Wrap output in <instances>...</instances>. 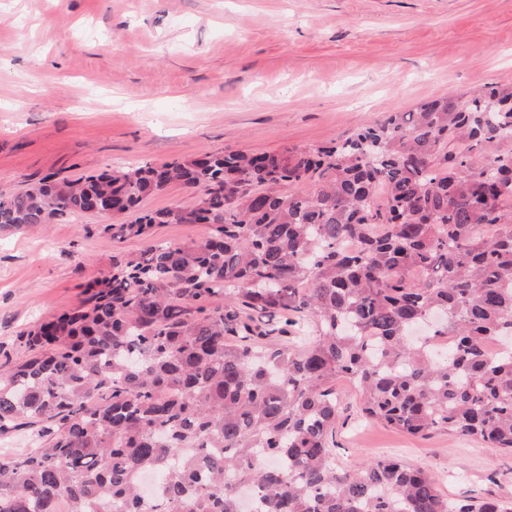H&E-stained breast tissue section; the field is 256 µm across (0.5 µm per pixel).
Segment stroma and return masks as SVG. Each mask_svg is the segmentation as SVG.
Returning a JSON list of instances; mask_svg holds the SVG:
<instances>
[{"label":"stroma","mask_w":512,"mask_h":512,"mask_svg":"<svg viewBox=\"0 0 512 512\" xmlns=\"http://www.w3.org/2000/svg\"><path fill=\"white\" fill-rule=\"evenodd\" d=\"M512 84V0H0V186L145 160L346 138L447 92ZM105 217L0 231V361L139 254ZM340 466L395 453L444 497L512 502V456L362 422L342 390Z\"/></svg>","instance_id":"35a3bbf8"}]
</instances>
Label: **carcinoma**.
Wrapping results in <instances>:
<instances>
[{
	"instance_id": "obj_1",
	"label": "carcinoma",
	"mask_w": 512,
	"mask_h": 512,
	"mask_svg": "<svg viewBox=\"0 0 512 512\" xmlns=\"http://www.w3.org/2000/svg\"><path fill=\"white\" fill-rule=\"evenodd\" d=\"M174 182L194 203L105 225L147 249L0 363V434L35 442L0 451V512H239L245 486L250 512H512L393 456L340 470L334 442L346 379L369 419L512 455V85L317 146L47 175L0 190V230L117 217ZM202 224H165L154 229L156 238L176 244L190 243L205 234Z\"/></svg>"
}]
</instances>
